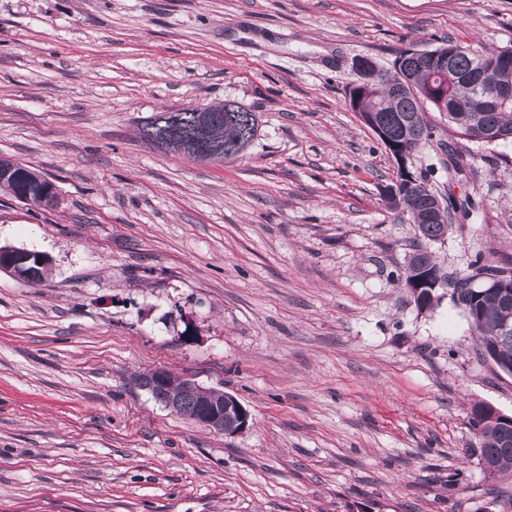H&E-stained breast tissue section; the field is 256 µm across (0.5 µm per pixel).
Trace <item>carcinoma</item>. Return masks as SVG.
Here are the masks:
<instances>
[{
    "instance_id": "obj_1",
    "label": "carcinoma",
    "mask_w": 512,
    "mask_h": 512,
    "mask_svg": "<svg viewBox=\"0 0 512 512\" xmlns=\"http://www.w3.org/2000/svg\"><path fill=\"white\" fill-rule=\"evenodd\" d=\"M451 54V67L460 78L451 80L438 71L434 63L437 54ZM502 48L489 45L479 49L468 43L448 39L434 49H405L393 62L390 70H381L380 82L367 90H350L357 95L359 117L373 118L372 125L382 133L378 140L392 156L406 155L419 150L433 137V127L427 120L428 109L440 114L448 127L462 135L469 133L466 117L479 113L485 125L497 129L499 142H512V101L491 106L484 90L476 89L462 80L474 70L475 61H483L489 72V81L495 84L512 83V68L499 63ZM207 108L219 118V133L207 126L206 113L195 109L178 112H159L140 129L141 138L152 144L169 146L189 144L202 153H210L217 160L238 157L256 138V114L231 101L211 103ZM20 178L0 183V191L16 198L25 196L23 204L41 208L44 192L52 183L38 169L14 162ZM467 163L454 149L448 150V178L465 175ZM385 201L392 209H400L415 224L418 236L425 241L442 239L450 224L436 220L434 205L440 200L453 211L469 215L471 201L453 194L440 195L428 177L415 171L386 187ZM472 274L458 277L448 283V274L442 272L431 253L417 249L404 273V285L409 289L414 304L421 310L438 306L442 295L438 290L452 286L450 299L461 309L475 328L479 355L491 360L503 373L512 375V263L489 265L483 258L472 264ZM500 274L499 288H476L472 280L482 273ZM180 378L153 393V398L164 404L171 395L180 394L176 413L193 421L199 420L204 404L219 403L224 392L211 389L207 394L186 393L180 390ZM471 426L478 437L480 460L495 461L498 473H512V427L484 425L476 413H471Z\"/></svg>"
}]
</instances>
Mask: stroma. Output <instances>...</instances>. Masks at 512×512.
<instances>
[{
    "mask_svg": "<svg viewBox=\"0 0 512 512\" xmlns=\"http://www.w3.org/2000/svg\"><path fill=\"white\" fill-rule=\"evenodd\" d=\"M454 38L512 47V0H0V157L60 202L0 193V512H503L473 404L512 415V376L450 299L418 309L416 247L448 274L512 260V143L428 113L413 157L473 207L419 242L383 185L397 164L349 106L355 59ZM225 99L260 117L237 159L140 139L157 112ZM164 366L236 396L212 433L134 383ZM35 255L37 259H41V263L34 259ZM45 258L44 255L33 251L15 247H2L0 248V272L7 273L18 280L25 281L27 279L26 282L28 283H38L45 279L49 271L50 263L48 260H44ZM32 260L35 266L34 272L30 275L28 263ZM227 402L229 405L226 411L224 402L221 407L206 408L201 414L200 422L196 423L213 433L226 436L236 435L245 431L249 425V411L234 397L232 400H227ZM232 405H234V411L231 410ZM225 412L228 413L227 416H225Z\"/></svg>",
    "mask_w": 512,
    "mask_h": 512,
    "instance_id": "1",
    "label": "stroma"
}]
</instances>
